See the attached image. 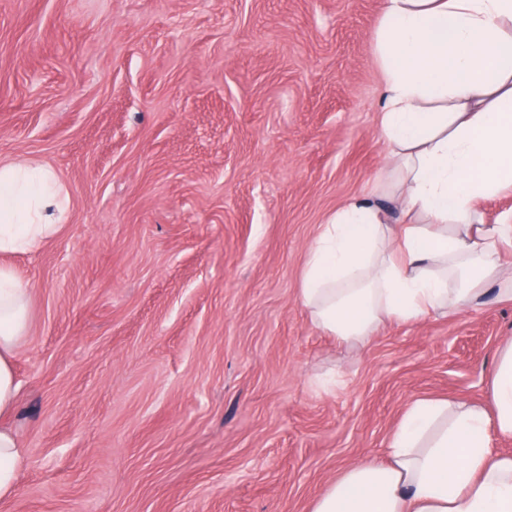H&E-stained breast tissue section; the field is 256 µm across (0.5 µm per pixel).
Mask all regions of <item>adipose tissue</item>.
I'll list each match as a JSON object with an SVG mask.
<instances>
[{"label": "adipose tissue", "instance_id": "ef3b65f1", "mask_svg": "<svg viewBox=\"0 0 512 512\" xmlns=\"http://www.w3.org/2000/svg\"><path fill=\"white\" fill-rule=\"evenodd\" d=\"M382 63L379 136L398 216L361 199L336 211L309 248L300 302L326 333L366 341L388 322L414 323L480 304L501 284L499 245L512 217L475 220L512 187V0H385L375 43ZM70 209L51 170L0 160V254L50 242ZM30 285L0 266V415L18 393L13 365L28 333ZM492 409L418 400L389 440L386 463L345 468L310 512H512V343L491 375ZM25 455L0 427V500L17 491Z\"/></svg>", "mask_w": 512, "mask_h": 512}]
</instances>
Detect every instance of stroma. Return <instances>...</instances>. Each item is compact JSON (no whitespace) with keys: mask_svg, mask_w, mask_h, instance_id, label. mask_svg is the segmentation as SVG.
<instances>
[{"mask_svg":"<svg viewBox=\"0 0 512 512\" xmlns=\"http://www.w3.org/2000/svg\"><path fill=\"white\" fill-rule=\"evenodd\" d=\"M383 0H0V158L46 165L58 236L0 419V512H310L388 459L407 406L489 405L512 302L366 343L298 298L310 245L373 193ZM25 463L23 449L15 435L0 426V500L15 495L18 474Z\"/></svg>","mask_w":512,"mask_h":512,"instance_id":"35a3bbf8","label":"stroma"}]
</instances>
